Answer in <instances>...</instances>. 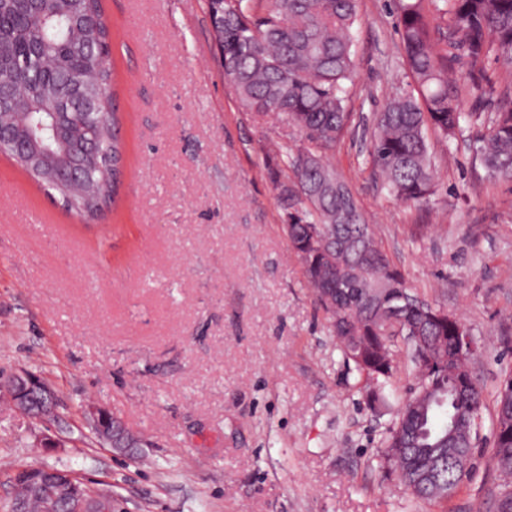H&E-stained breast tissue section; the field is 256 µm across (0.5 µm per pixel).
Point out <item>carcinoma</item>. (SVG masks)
Here are the masks:
<instances>
[{
    "instance_id": "carcinoma-1",
    "label": "carcinoma",
    "mask_w": 512,
    "mask_h": 512,
    "mask_svg": "<svg viewBox=\"0 0 512 512\" xmlns=\"http://www.w3.org/2000/svg\"><path fill=\"white\" fill-rule=\"evenodd\" d=\"M398 0L404 63L413 84L399 87L373 116L369 161L388 193L420 204L434 191L436 172L425 128L454 140L461 123L481 117L461 112L448 93V74L465 57L472 83L497 100L478 154L488 175L512 182V0ZM221 53L225 80L243 105L275 112L297 125L323 152L342 137L353 81L357 0H270L258 15L255 0H207ZM110 29L101 0H0V120H13L25 105L27 122L39 128L38 157L29 160L10 147L39 185L57 192L67 211L93 217L115 203L123 159L120 117L111 110ZM506 66L494 79L480 64ZM92 87L100 104L64 94L60 82ZM67 113L68 136L60 139L49 114ZM84 145V179L72 187L58 171ZM289 157L294 180L279 185L287 211L285 230L302 262L308 285L328 315L343 355L373 393L396 367L386 325L396 318L412 346L417 387L404 402L385 440L384 456L416 499L448 503L469 473L459 457L473 449L472 436L484 406V391L470 371L471 356L459 353L463 323L411 292L404 275L381 251L349 183L320 159L308 164ZM512 386L508 377L497 391L496 423L490 458L504 478L497 512H512ZM100 438L120 434L119 421L102 414ZM16 499L25 512H43L27 481L14 476Z\"/></svg>"
}]
</instances>
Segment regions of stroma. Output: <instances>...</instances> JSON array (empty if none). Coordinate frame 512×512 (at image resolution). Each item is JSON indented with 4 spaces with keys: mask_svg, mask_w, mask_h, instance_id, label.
I'll use <instances>...</instances> for the list:
<instances>
[{
    "mask_svg": "<svg viewBox=\"0 0 512 512\" xmlns=\"http://www.w3.org/2000/svg\"><path fill=\"white\" fill-rule=\"evenodd\" d=\"M125 154L118 201L83 223L0 155V377L25 370L58 405L0 402V506L45 463L111 494L112 512H437L406 494L384 438L416 379L402 337L374 399L345 361L285 231L273 144L303 134L225 82L206 0H102ZM351 120L325 160L352 187L407 284L461 318L486 407L475 467L447 512H496L486 460L495 391L512 376V183L476 153L483 124L426 137L434 194L391 197L368 160L371 118L401 65L394 0H359ZM98 406L141 440L94 438Z\"/></svg>",
    "mask_w": 512,
    "mask_h": 512,
    "instance_id": "35a3bbf8",
    "label": "stroma"
}]
</instances>
